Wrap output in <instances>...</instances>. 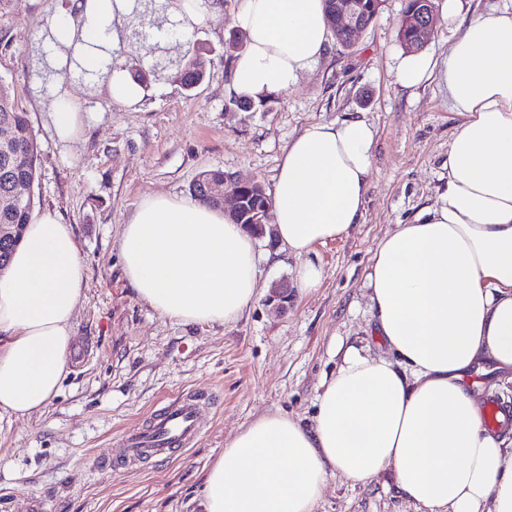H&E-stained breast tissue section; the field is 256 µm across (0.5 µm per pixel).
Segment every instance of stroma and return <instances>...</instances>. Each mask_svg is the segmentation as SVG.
Returning <instances> with one entry per match:
<instances>
[{
	"label": "stroma",
	"mask_w": 512,
	"mask_h": 512,
	"mask_svg": "<svg viewBox=\"0 0 512 512\" xmlns=\"http://www.w3.org/2000/svg\"><path fill=\"white\" fill-rule=\"evenodd\" d=\"M204 27L171 35L167 0H147L130 19L114 65L144 74V96L127 106L92 78L72 74L70 91L95 113L82 137L59 142L48 114L55 78H39L45 55L38 39L56 0H0V78L12 83L41 149L34 186L36 213L71 225L86 267L87 287L74 320L80 359L68 362L61 389L28 418L0 416V512H196L204 477L235 434L280 411L311 423L321 380L342 362L338 346L375 355L386 348L374 331L365 285L373 252L395 225L439 202L448 185V142L462 121L440 79L462 27L480 15L512 10V0H460L457 17L437 15L420 54L430 77L407 88L397 79L406 51L397 39L404 0H385L352 46L326 54L288 89L240 110L228 92L235 66L225 51L239 0ZM212 50L205 82L185 90L175 75L193 43ZM362 119L375 131L364 215L341 240L316 244L308 258L257 242L259 293L230 323H184L136 296L124 274L119 239L149 194L190 199L204 170L260 182L273 192L288 142L314 123ZM323 270L320 286L295 285L305 260ZM288 281V305L266 298ZM212 392L200 433L164 459L147 458L113 472L122 439L150 414L182 395ZM315 512H417L387 476L363 485L328 476Z\"/></svg>",
	"instance_id": "obj_1"
}]
</instances>
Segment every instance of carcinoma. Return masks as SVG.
Returning a JSON list of instances; mask_svg holds the SVG:
<instances>
[{"instance_id":"carcinoma-1","label":"carcinoma","mask_w":512,"mask_h":512,"mask_svg":"<svg viewBox=\"0 0 512 512\" xmlns=\"http://www.w3.org/2000/svg\"><path fill=\"white\" fill-rule=\"evenodd\" d=\"M419 0H406L404 10L397 22L399 42L410 52H416L424 42L416 39ZM211 64V49L202 43H195L188 53L176 79L186 90H193L202 84ZM0 133L9 137L0 138V270L4 269L13 251L22 243L25 226L31 223L35 208L34 185L38 180L40 148L29 122L28 113L19 107L11 87L0 82ZM26 186V194L14 199L17 183ZM224 183V171L204 170L198 174L190 187L195 200L219 208L211 187ZM243 208L239 211L237 223L250 222L252 212H261L272 207V199L262 184L253 181L243 193Z\"/></svg>"}]
</instances>
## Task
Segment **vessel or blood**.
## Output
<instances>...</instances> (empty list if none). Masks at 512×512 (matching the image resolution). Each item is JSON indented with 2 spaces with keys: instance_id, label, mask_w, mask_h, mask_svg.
Instances as JSON below:
<instances>
[{
  "instance_id": "obj_1",
  "label": "vessel or blood",
  "mask_w": 512,
  "mask_h": 512,
  "mask_svg": "<svg viewBox=\"0 0 512 512\" xmlns=\"http://www.w3.org/2000/svg\"><path fill=\"white\" fill-rule=\"evenodd\" d=\"M207 400V394L190 393L151 414L141 428L125 435L122 465L162 457L175 448L193 444L200 430L199 412ZM481 419L488 430H501L512 425V407L495 399L486 400L481 407Z\"/></svg>"
}]
</instances>
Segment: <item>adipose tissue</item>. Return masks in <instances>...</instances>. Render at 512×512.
<instances>
[{"label":"adipose tissue","instance_id":"obj_1","mask_svg":"<svg viewBox=\"0 0 512 512\" xmlns=\"http://www.w3.org/2000/svg\"><path fill=\"white\" fill-rule=\"evenodd\" d=\"M137 6L59 0L46 32L53 67L87 72L111 99L138 103L142 85L110 66ZM234 25L247 43L231 89L255 98L287 89L329 43L323 0H241ZM442 77L463 117L448 143V190L379 241L366 275L388 355L349 347L321 383L312 425L269 413L241 430L205 476L202 512H314L331 471L362 485L389 474L425 512H512V435L484 427L461 383L484 360L512 370V11L471 21ZM54 94V132L75 142L87 115L64 84ZM375 134L345 119L289 141L273 223L291 253L360 222ZM119 252L137 296L184 322L234 321L257 295L252 236L197 201L144 197ZM85 281L70 226L35 217L0 271V414L30 416L58 394Z\"/></svg>","mask_w":512,"mask_h":512}]
</instances>
